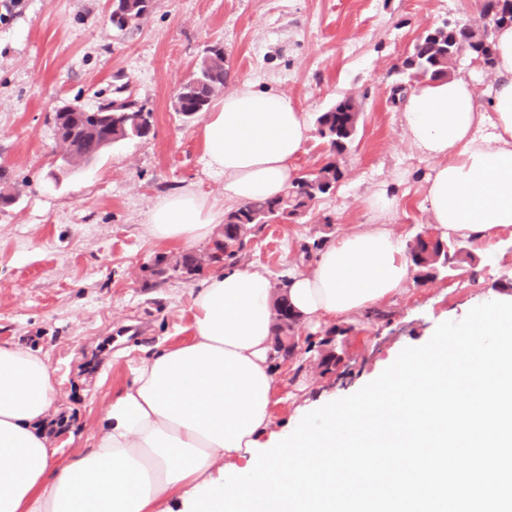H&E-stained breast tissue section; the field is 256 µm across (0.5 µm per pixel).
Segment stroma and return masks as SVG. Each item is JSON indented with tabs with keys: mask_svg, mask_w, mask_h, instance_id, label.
Instances as JSON below:
<instances>
[{
	"mask_svg": "<svg viewBox=\"0 0 512 512\" xmlns=\"http://www.w3.org/2000/svg\"><path fill=\"white\" fill-rule=\"evenodd\" d=\"M483 0H153L139 26L118 30L110 0H26L0 23V170L16 196L0 207V345L40 351L58 391L50 437L64 455L90 447L101 415L128 385L146 350L192 334L202 280L152 281L160 255L180 243L150 238L155 203L190 187L216 204L224 179L204 162V116L175 112V97L207 47L224 49L227 88L252 83L288 92L309 119L348 96L362 100L356 139L335 190L299 219L265 225L248 265L272 283L308 268L302 248L377 223L364 203L383 191L390 228L405 239L429 226L430 160L408 145L398 66L426 29L480 20ZM128 97L152 113L151 132L72 168L60 162L56 108ZM471 258L383 305L387 316L345 322L332 373L280 366L274 431L322 402L376 379L404 348L430 340L494 292L512 293V228L469 246Z\"/></svg>",
	"mask_w": 512,
	"mask_h": 512,
	"instance_id": "35a3bbf8",
	"label": "stroma"
}]
</instances>
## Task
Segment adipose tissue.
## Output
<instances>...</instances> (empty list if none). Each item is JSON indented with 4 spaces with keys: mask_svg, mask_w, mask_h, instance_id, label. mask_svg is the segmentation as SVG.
I'll list each match as a JSON object with an SVG mask.
<instances>
[{
    "mask_svg": "<svg viewBox=\"0 0 512 512\" xmlns=\"http://www.w3.org/2000/svg\"><path fill=\"white\" fill-rule=\"evenodd\" d=\"M492 80L471 73L417 83L401 105L410 146L434 167L424 186L431 223L482 241L512 226V26L492 36ZM311 134L288 93L245 84L205 119L207 166L224 201L284 194ZM380 221L324 247L310 271L288 279L306 322L358 317L400 296L412 274L407 243L384 220L393 201L372 194ZM224 214L190 188L164 196L146 233L161 242L208 239ZM274 293L264 271L214 274L192 300V336L145 359L100 417L91 448L60 459L47 435L57 400L47 360L0 345V512H183L184 499L220 469L248 461V442L271 425Z\"/></svg>",
    "mask_w": 512,
    "mask_h": 512,
    "instance_id": "ef3b65f1",
    "label": "adipose tissue"
}]
</instances>
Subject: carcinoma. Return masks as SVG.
Wrapping results in <instances>:
<instances>
[{"label":"carcinoma","instance_id":"1","mask_svg":"<svg viewBox=\"0 0 512 512\" xmlns=\"http://www.w3.org/2000/svg\"><path fill=\"white\" fill-rule=\"evenodd\" d=\"M152 0H124L119 17H111L112 26L123 30L142 20L150 11ZM486 10L493 27L512 25V0H486ZM465 49L474 57H480L488 66L492 65V35L476 40L469 24L456 22L444 24L426 32L414 44L412 52L403 60L401 71L410 77L436 79L448 75V69ZM227 73L224 69V49L218 46L207 50L206 56L193 75L183 83L176 96L177 111L185 116H197L208 111L215 93L224 88ZM114 102L107 99L93 109L77 106L54 113L55 135L63 149V160L73 165L87 162L104 151L101 147L105 128H111V144L126 139L142 138L151 129V112L129 100H122L119 109H112ZM359 105L347 99L316 118L317 132L327 145L333 160L319 169L310 178L300 177L292 182L279 198L255 200L244 203L224 215L222 238L213 242V247L203 253L183 252L171 257L158 256L150 267L153 277L165 281L172 278L192 280L205 268L223 264L230 269L238 264V253L244 249L240 227L245 226L251 234L261 231L266 224L295 220L303 217L314 200L331 193L342 177L336 158L342 156L352 144L359 126ZM411 260L416 269L415 280L426 281L437 276L438 269H453L470 258L464 241L437 239L426 243L421 240L408 245ZM288 278L281 279L279 292L274 301L275 337L274 360L283 361L293 353L289 338L299 317L288 304ZM337 344L336 330L326 331L318 342V366L323 372L331 371L340 361L333 345Z\"/></svg>","mask_w":512,"mask_h":512}]
</instances>
